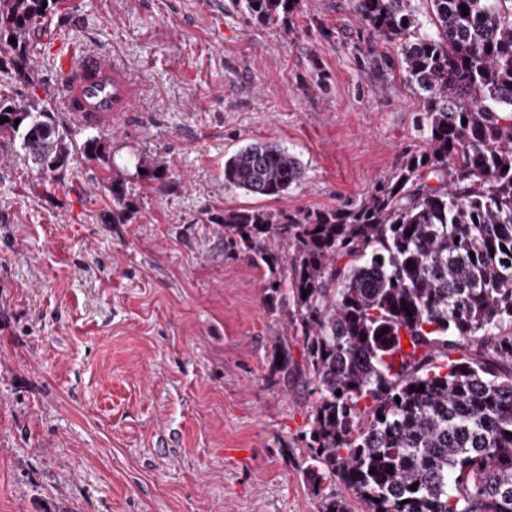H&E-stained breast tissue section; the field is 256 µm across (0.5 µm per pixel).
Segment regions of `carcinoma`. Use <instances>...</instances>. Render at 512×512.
<instances>
[{
	"instance_id": "obj_1",
	"label": "carcinoma",
	"mask_w": 512,
	"mask_h": 512,
	"mask_svg": "<svg viewBox=\"0 0 512 512\" xmlns=\"http://www.w3.org/2000/svg\"><path fill=\"white\" fill-rule=\"evenodd\" d=\"M295 2L243 10L272 24ZM428 2L432 33L412 0H356L372 33L397 44L425 148L349 212H224L226 241L268 272V310L293 314L303 363L289 362L285 338L277 347L281 373L316 397L304 475L318 512H349L327 481L366 512H512V0ZM49 3L0 0L19 72ZM0 117L38 171L73 155L48 103L0 99ZM303 178L274 142L224 159V188L255 197Z\"/></svg>"
}]
</instances>
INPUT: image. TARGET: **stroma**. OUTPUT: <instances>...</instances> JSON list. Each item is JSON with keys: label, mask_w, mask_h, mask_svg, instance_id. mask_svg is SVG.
I'll return each instance as SVG.
<instances>
[{"label": "stroma", "mask_w": 512, "mask_h": 512, "mask_svg": "<svg viewBox=\"0 0 512 512\" xmlns=\"http://www.w3.org/2000/svg\"><path fill=\"white\" fill-rule=\"evenodd\" d=\"M27 73L0 41V96L60 107L49 40L122 60L142 92L116 130L71 123L46 176L0 137V512H317L302 469L313 397L274 346H302L229 247L224 213L350 211L422 149L397 47L355 0L272 25L238 0H56ZM275 141L288 196L224 187V158ZM120 195H113V186Z\"/></svg>", "instance_id": "1"}]
</instances>
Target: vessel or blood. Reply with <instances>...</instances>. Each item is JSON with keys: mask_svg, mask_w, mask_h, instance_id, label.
Instances as JSON below:
<instances>
[{"mask_svg": "<svg viewBox=\"0 0 512 512\" xmlns=\"http://www.w3.org/2000/svg\"><path fill=\"white\" fill-rule=\"evenodd\" d=\"M57 71L64 83V108L78 122L109 129L134 111L137 86L110 57L71 42L58 57Z\"/></svg>", "mask_w": 512, "mask_h": 512, "instance_id": "1", "label": "vessel or blood"}]
</instances>
